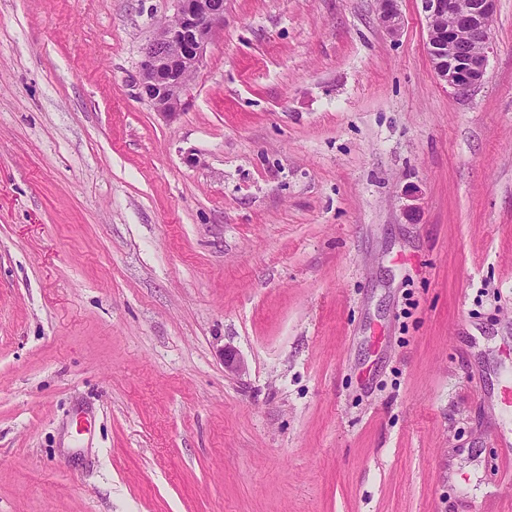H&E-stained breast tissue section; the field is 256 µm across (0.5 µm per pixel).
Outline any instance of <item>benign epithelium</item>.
Segmentation results:
<instances>
[{
  "mask_svg": "<svg viewBox=\"0 0 512 512\" xmlns=\"http://www.w3.org/2000/svg\"><path fill=\"white\" fill-rule=\"evenodd\" d=\"M173 18L160 27L139 62L138 95L156 112L174 116L186 105L188 77L203 63L224 25V0H174ZM427 48L439 83L459 95L480 87L493 51L490 27L496 0H420ZM399 0H379V20L397 37Z\"/></svg>",
  "mask_w": 512,
  "mask_h": 512,
  "instance_id": "benign-epithelium-1",
  "label": "benign epithelium"
}]
</instances>
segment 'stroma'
<instances>
[{
  "instance_id": "35a3bbf8",
  "label": "stroma",
  "mask_w": 512,
  "mask_h": 512,
  "mask_svg": "<svg viewBox=\"0 0 512 512\" xmlns=\"http://www.w3.org/2000/svg\"><path fill=\"white\" fill-rule=\"evenodd\" d=\"M0 0V512H512V0ZM246 370L224 369V349ZM173 18L160 27L139 62L138 95L164 116L186 105L188 77L203 63L215 32L224 25V0H174ZM399 0L379 1V20L386 31L393 37L399 36L401 30ZM435 77L459 95L480 87L493 51L490 27L497 0H419Z\"/></svg>"
}]
</instances>
